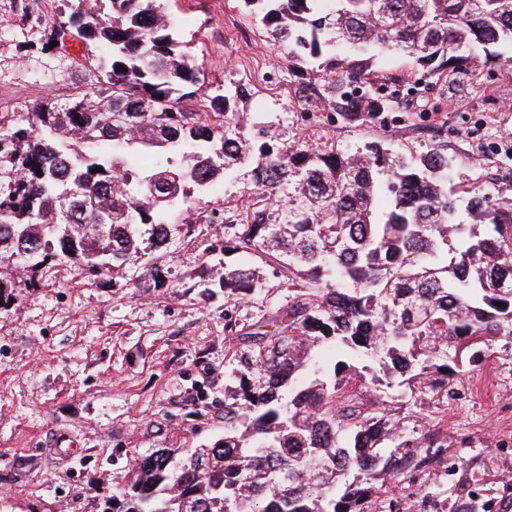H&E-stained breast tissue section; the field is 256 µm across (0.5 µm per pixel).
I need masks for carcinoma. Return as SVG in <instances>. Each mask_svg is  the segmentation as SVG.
Masks as SVG:
<instances>
[{
  "label": "carcinoma",
  "mask_w": 512,
  "mask_h": 512,
  "mask_svg": "<svg viewBox=\"0 0 512 512\" xmlns=\"http://www.w3.org/2000/svg\"><path fill=\"white\" fill-rule=\"evenodd\" d=\"M50 47L67 35L99 50L100 88L64 104L36 102L28 125L0 116V260L28 254L36 273L72 261L100 277L139 253L138 225L168 237L167 215L190 208L222 173L254 164L252 183L288 187L287 220L255 210L228 224L233 249L258 253L288 280V308L256 326L236 354L224 438L173 461L145 455L101 512H365L386 486L434 476L437 492L398 497L390 512H444L448 477L431 405L454 396L459 367L481 345L512 342V189L456 187L440 146L414 156L378 141L277 144L271 125L243 133L227 90L210 111L183 105L200 71L180 50L158 0H68ZM288 46L302 92L361 126L394 107L353 98L384 55L453 83L512 45V0H242ZM78 193V216L59 198ZM259 273L235 269L224 292L255 296Z\"/></svg>",
  "instance_id": "1"
}]
</instances>
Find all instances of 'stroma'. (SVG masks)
I'll list each match as a JSON object with an SVG mask.
<instances>
[{
    "instance_id": "stroma-1",
    "label": "stroma",
    "mask_w": 512,
    "mask_h": 512,
    "mask_svg": "<svg viewBox=\"0 0 512 512\" xmlns=\"http://www.w3.org/2000/svg\"><path fill=\"white\" fill-rule=\"evenodd\" d=\"M173 34L202 78L186 106L202 110L233 84L245 124L267 122L278 142L328 141L352 149L379 141L398 153L445 144L454 172L483 194L512 185V47L478 78L449 88L412 70L408 59L378 63L382 82L409 88L407 111L386 122L349 126L320 99L299 93L287 49L271 41L240 0H161ZM65 0H0V113L27 123V105L60 103L97 87L100 73L79 38L43 49ZM191 211L172 216L165 246L139 228L140 252L111 274L92 278L77 264L54 262L35 278L20 263H0L16 283L0 308V512H100L103 497L127 479L136 460L162 448L180 455L224 435V389L239 337L288 305L276 264L232 250L228 224L247 209L271 216L280 198H260L249 167L202 190L189 186ZM256 267L264 290L241 299L224 293V272ZM160 279H152L153 269ZM235 322L229 335L226 322ZM442 414L455 468L447 512H512V344L494 343L456 383ZM80 455L53 451L56 435Z\"/></svg>"
}]
</instances>
